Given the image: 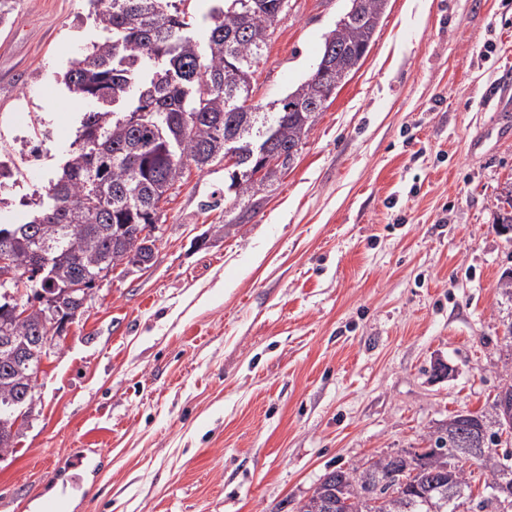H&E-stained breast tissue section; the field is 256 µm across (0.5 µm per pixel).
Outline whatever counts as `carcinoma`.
I'll return each mask as SVG.
<instances>
[{"label":"carcinoma","mask_w":512,"mask_h":512,"mask_svg":"<svg viewBox=\"0 0 512 512\" xmlns=\"http://www.w3.org/2000/svg\"><path fill=\"white\" fill-rule=\"evenodd\" d=\"M103 40L70 61L64 83L79 97L112 104L83 113L81 133L31 220L0 224V250H9L29 276L28 295L39 298L89 273L114 271L152 223L151 214L181 186L190 166L203 171L224 159V139L262 138L286 151L302 147L327 107L332 89L364 57L388 0H348L345 18L324 38L308 77L279 100L275 112L245 107V87L274 33L279 0H209L207 38L196 39L186 20L188 0H90ZM257 157L245 151L227 191L238 224L258 213L279 172L258 174ZM12 284L0 286V326L27 337V349L0 338V402L25 403L24 379L34 372L43 336V308L13 317ZM91 289H77L66 317L85 312ZM487 411L461 420L448 416L429 436L430 447L394 456L380 454L352 467L326 472L297 512H512V449L504 433L501 397ZM461 432L486 475L485 494L472 498L471 472L457 464ZM18 431L0 412V453ZM505 445L499 452L497 446Z\"/></svg>","instance_id":"1"}]
</instances>
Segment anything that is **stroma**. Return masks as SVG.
Masks as SVG:
<instances>
[{
  "label": "stroma",
  "mask_w": 512,
  "mask_h": 512,
  "mask_svg": "<svg viewBox=\"0 0 512 512\" xmlns=\"http://www.w3.org/2000/svg\"><path fill=\"white\" fill-rule=\"evenodd\" d=\"M348 0H289L258 65L301 83ZM102 33L88 0H24L0 28V192L22 224L95 104L63 82ZM512 0H388L365 59L259 213L232 232L217 162L164 203L153 261L114 270L53 342L0 512H37L72 449L106 460L64 512H296L323 474L427 445L512 381Z\"/></svg>",
  "instance_id": "obj_1"
}]
</instances>
